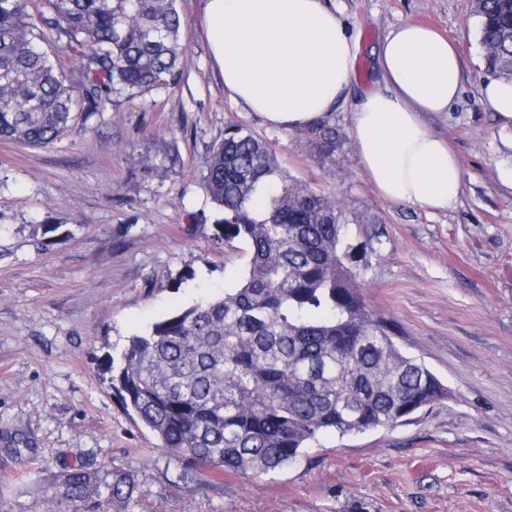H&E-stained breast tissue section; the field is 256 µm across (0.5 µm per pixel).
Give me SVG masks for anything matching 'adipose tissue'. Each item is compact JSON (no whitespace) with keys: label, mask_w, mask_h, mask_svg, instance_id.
<instances>
[{"label":"adipose tissue","mask_w":512,"mask_h":512,"mask_svg":"<svg viewBox=\"0 0 512 512\" xmlns=\"http://www.w3.org/2000/svg\"><path fill=\"white\" fill-rule=\"evenodd\" d=\"M201 28L225 93L264 124L299 132L351 104V139L384 200L430 212L457 202L458 158L428 124L460 93L454 41L422 24L391 29L372 88L357 92L359 38L328 0H202Z\"/></svg>","instance_id":"adipose-tissue-1"}]
</instances>
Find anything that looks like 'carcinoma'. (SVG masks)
Here are the masks:
<instances>
[{"instance_id":"cac0c4a2","label":"carcinoma","mask_w":512,"mask_h":512,"mask_svg":"<svg viewBox=\"0 0 512 512\" xmlns=\"http://www.w3.org/2000/svg\"><path fill=\"white\" fill-rule=\"evenodd\" d=\"M472 2L484 71L512 82V0ZM181 28L179 0H0V140L49 144L112 95L176 84ZM308 133L336 140L326 122ZM204 182L223 212L218 238L250 246L240 286L130 337L104 368L172 458L202 482L213 468L258 478L323 433L386 428L448 396L365 303L367 245L334 199L282 175L267 141L238 123ZM136 489L128 472L70 466L42 479L43 512H112Z\"/></svg>"}]
</instances>
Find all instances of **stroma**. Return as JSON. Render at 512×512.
I'll use <instances>...</instances> for the list:
<instances>
[{
  "instance_id": "35a3bbf8",
  "label": "stroma",
  "mask_w": 512,
  "mask_h": 512,
  "mask_svg": "<svg viewBox=\"0 0 512 512\" xmlns=\"http://www.w3.org/2000/svg\"><path fill=\"white\" fill-rule=\"evenodd\" d=\"M335 2L360 38L361 88L395 26L423 23L457 43L461 98L430 126L461 164L458 201L430 214L381 198L352 145L350 107L332 115L331 153L244 111L202 39L201 0H180L177 87L76 113L45 146L0 141V512H40L37 479L90 456L134 475V502L112 512H512V123L481 94L490 78L471 0ZM232 120L372 241L360 291L448 397L394 428L321 435L260 478L215 469L204 485L127 414L103 367L129 337L222 297L246 271L249 247L217 241L221 213L203 182ZM14 433L30 445L9 454Z\"/></svg>"
}]
</instances>
